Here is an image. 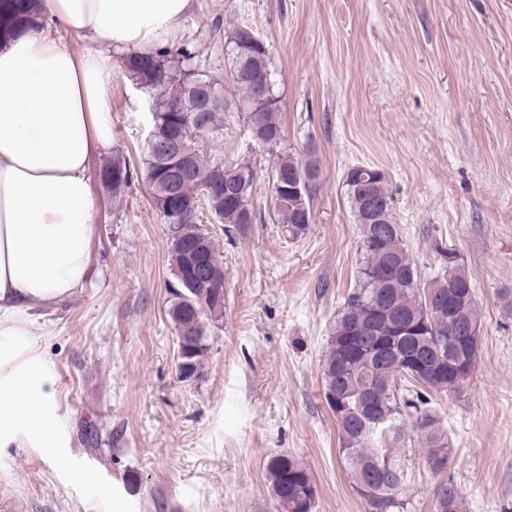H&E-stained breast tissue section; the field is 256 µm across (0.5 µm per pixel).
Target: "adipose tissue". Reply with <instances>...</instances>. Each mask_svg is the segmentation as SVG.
<instances>
[{
    "instance_id": "ef3b65f1",
    "label": "adipose tissue",
    "mask_w": 512,
    "mask_h": 512,
    "mask_svg": "<svg viewBox=\"0 0 512 512\" xmlns=\"http://www.w3.org/2000/svg\"><path fill=\"white\" fill-rule=\"evenodd\" d=\"M192 0H40L49 28L0 41V447L61 443L54 369L38 353V308L90 276L89 163L112 144L111 47L175 34ZM75 36L69 47L51 35Z\"/></svg>"
}]
</instances>
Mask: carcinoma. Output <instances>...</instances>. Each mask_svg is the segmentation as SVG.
<instances>
[{"label": "carcinoma", "mask_w": 512, "mask_h": 512, "mask_svg": "<svg viewBox=\"0 0 512 512\" xmlns=\"http://www.w3.org/2000/svg\"><path fill=\"white\" fill-rule=\"evenodd\" d=\"M45 15L35 0H0V37L10 34L21 25L43 26ZM249 26L238 24L225 32L228 70L224 83L231 85L234 101L223 99L215 112L204 115L210 132L219 129L224 112L235 109L257 130V144L274 150L280 147L281 99L276 88H271L270 99L257 112L245 108L255 98V88L266 81L275 84L271 70V56L262 48L261 39L240 43L242 32ZM196 55L182 49L173 54L166 48L151 52H131L122 59L123 70L139 89L150 98L151 128L157 131L154 141H146L141 161L133 163L124 151L117 149L112 159L97 170L102 185L117 195L140 179L148 186H171L174 201L154 200L155 208L164 223L170 225V265L176 286L169 315L181 350L176 370L186 380L197 375L210 351L209 327L221 321L224 315V264L219 258L215 242L197 220L207 212L211 223L242 230L252 223L245 214L253 210L251 196L254 180L236 196V201L224 198V209L210 208L208 195L216 176L217 163L229 158L211 157L206 151L195 150L199 132L192 125L194 102L189 89L208 80L206 71L194 66ZM188 141L193 150L184 164H174L160 152L159 143L177 138ZM316 178L319 168L314 162L288 153L277 154L270 171L269 182L278 184V192L288 193V180L301 171ZM348 199L356 223L361 225V288L352 293L336 318L321 363L324 399L336 419L340 448L345 469L352 486L366 480L374 493L361 496L367 512H395L403 508L398 496L390 494L383 478L406 483L408 473L398 458L396 445L404 440V409L414 410L415 427L420 429L424 458L430 471L438 461L449 462L452 448L446 433L435 426V416L427 409L409 402L399 383L407 380L406 366L400 357L410 351H420L433 363V368L421 376L418 384L436 393L460 389L448 374V364L439 361L437 354L448 357L455 345L453 331L448 327V316L458 323L479 325L472 280L462 265L452 271L451 281L441 283V293L453 292V313L438 315L428 300V287L438 282H426L408 250L401 230L387 214L390 226L382 242L375 245L371 236L376 225L362 220L365 197L370 195L392 209V198L386 186V176L372 166H357L345 176ZM275 223L291 236L304 234L308 224L302 215L294 214L288 206L272 205ZM368 323L373 334L390 336L401 325L410 326V335L397 343V350L384 359L370 364L348 354L350 333ZM382 420L378 426L375 421ZM266 481L275 502L276 512H313L316 489L308 469L297 459L286 454L273 456L266 462ZM436 512H461L462 498L456 484L450 479L438 482L434 488Z\"/></svg>", "instance_id": "1"}]
</instances>
